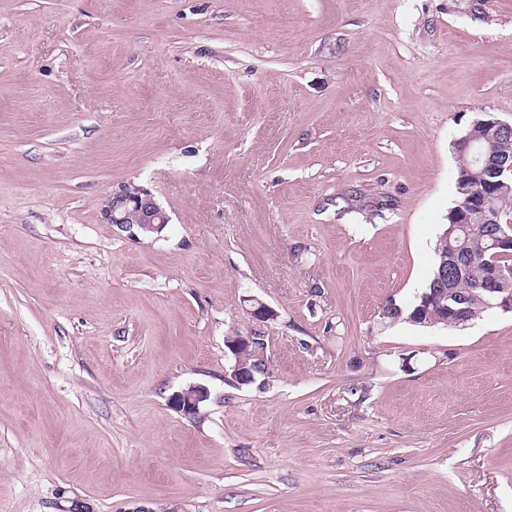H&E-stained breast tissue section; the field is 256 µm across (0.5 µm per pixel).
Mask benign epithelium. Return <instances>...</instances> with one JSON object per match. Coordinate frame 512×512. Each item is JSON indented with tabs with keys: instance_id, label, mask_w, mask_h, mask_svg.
<instances>
[{
	"instance_id": "obj_1",
	"label": "benign epithelium",
	"mask_w": 512,
	"mask_h": 512,
	"mask_svg": "<svg viewBox=\"0 0 512 512\" xmlns=\"http://www.w3.org/2000/svg\"><path fill=\"white\" fill-rule=\"evenodd\" d=\"M473 126L484 129L485 135L476 137L467 133L454 141L460 154L470 156L472 162L482 165L490 179L484 187L475 192L464 191L465 199L456 207L457 220L448 225L445 236L459 240L469 235L471 226L483 225L482 238L487 240L486 250L493 251L487 263V271L475 287L447 289L439 286L432 293L421 296L417 307L418 320L423 324H434L426 309L439 305L448 310L447 326L464 328L472 321L469 315L468 300L472 296L481 298L485 309H502L512 312V268L498 262L504 251H512V234L507 232L499 222V212L493 201L512 191V157L499 154L495 150L497 142L512 136V123L495 118L486 121L477 118ZM101 219L104 224H116L122 228L137 226L143 232L159 235L170 223L166 210L156 200L152 192L138 187L131 191L123 185L113 189L101 205ZM261 336L251 333L237 338L232 346L235 363L231 366V376L240 381L246 379L243 373L245 362L241 351L258 345ZM209 398V391L201 385H190L173 392L169 397L170 405L179 413L193 417L200 411V406Z\"/></svg>"
}]
</instances>
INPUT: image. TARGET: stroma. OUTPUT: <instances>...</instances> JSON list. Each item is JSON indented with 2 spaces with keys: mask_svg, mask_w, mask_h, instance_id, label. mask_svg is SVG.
<instances>
[{
  "mask_svg": "<svg viewBox=\"0 0 512 512\" xmlns=\"http://www.w3.org/2000/svg\"><path fill=\"white\" fill-rule=\"evenodd\" d=\"M484 112L512 0H0V512H512V313L381 318ZM100 214L102 223L116 224L121 228L136 225L142 232L157 236L170 223L168 213L153 193L142 187L130 191L119 185L104 198ZM263 336H260V334L257 333H251L248 336H240L237 338V343L232 346V353L235 359V363L233 366H231V376L234 377V379L238 382L240 380H246L245 383H250V380L247 376L244 375L243 369L245 368V362L241 358V353H239V350L248 351V349L252 347H256L258 345L259 341H262ZM239 383V382H238ZM241 384V383H239ZM209 391L201 385H191L173 392L169 397L170 405L187 417H194L200 411V406L209 398Z\"/></svg>",
  "mask_w": 512,
  "mask_h": 512,
  "instance_id": "stroma-1",
  "label": "stroma"
}]
</instances>
